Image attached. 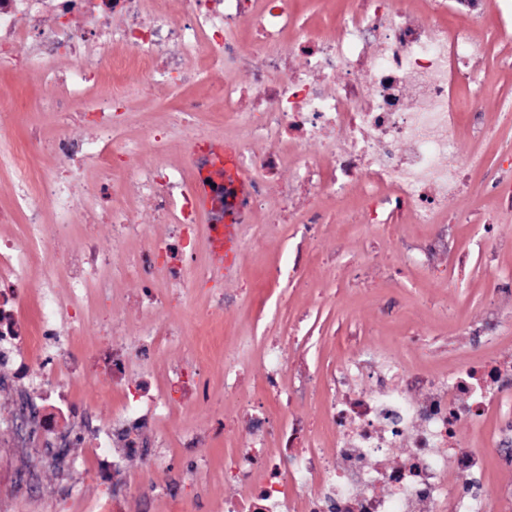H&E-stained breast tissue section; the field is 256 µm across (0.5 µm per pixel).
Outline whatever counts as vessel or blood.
Here are the masks:
<instances>
[{
  "instance_id": "1",
  "label": "vessel or blood",
  "mask_w": 512,
  "mask_h": 512,
  "mask_svg": "<svg viewBox=\"0 0 512 512\" xmlns=\"http://www.w3.org/2000/svg\"><path fill=\"white\" fill-rule=\"evenodd\" d=\"M223 172V188L212 187L210 178L214 172ZM250 177L239 167L234 146L223 151H209L201 159L193 180V191L205 205L210 216L209 236L216 262L225 271L236 268L240 248L239 225L246 208Z\"/></svg>"
}]
</instances>
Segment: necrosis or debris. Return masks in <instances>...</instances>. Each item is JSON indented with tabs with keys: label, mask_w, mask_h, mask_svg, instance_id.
<instances>
[{
	"label": "necrosis or debris",
	"mask_w": 512,
	"mask_h": 512,
	"mask_svg": "<svg viewBox=\"0 0 512 512\" xmlns=\"http://www.w3.org/2000/svg\"><path fill=\"white\" fill-rule=\"evenodd\" d=\"M61 13L99 16L90 30L60 27L41 32L46 0H0V62L23 79L53 87L47 107L67 118L79 98L99 87L98 73L111 68L105 48L128 52L129 63L155 88L164 89L170 74L183 70L185 58L198 55L228 72L219 87L226 110H234L239 87L232 74L246 70L262 109L244 116L236 145L239 162L251 171L248 209L266 212L267 232L277 237L278 210H268L266 178L289 163L318 193L345 202L358 189L359 221L387 223L397 214L407 224L436 233L443 221L442 202L457 195L467 173L485 167L484 155L461 153L459 125L452 109L461 78L474 67L469 28L448 29L441 18L448 0H426L431 22L412 29L389 18L390 0H353L339 20L340 38L308 30L294 31V15L286 0H192L183 20H174L161 4L148 0H56ZM255 22L260 38L251 57H243L233 38L234 27ZM293 45H286L288 32ZM29 42L24 57L13 54ZM295 50L305 66H288ZM79 59L61 73L58 61ZM126 88L110 89L96 119L95 138L64 136L55 153L64 172L47 170L42 193L26 188L27 172L19 156L0 154V167L13 175L14 213L25 219L22 235L0 236V359L34 389L53 394L47 400L46 427L64 418V401L72 385L84 379L69 338L90 324L94 305L109 300L115 273L111 252L87 240L59 261L55 243L72 230L75 213L93 215L112 182V156L121 153L140 195L147 197L161 223L164 241L131 253L123 271L151 284L150 300L162 307L169 292L189 293L193 275L177 257L194 245L197 226L190 193L182 174L171 172L160 157L173 136L195 141L193 122L208 111L207 97L190 99L155 126L152 141L158 159L143 164L136 143L119 138L112 115L124 106ZM270 145L259 153L258 144ZM87 182L75 194L77 182ZM38 278L41 295L37 334L45 339L39 356L28 352L29 333L14 307L20 288ZM132 324L120 314L103 323L111 344L103 359L109 377L97 380L98 396H111L131 369L150 358L155 339L147 335L139 350L124 346ZM287 363L277 350L266 356L265 391L277 405L275 415H250L252 438L233 448L225 480L254 487L252 499H225V512H497L498 491H475L484 469L481 449L461 450L460 427L501 412V387L512 382V360L478 351L454 372L444 374L417 366L368 364L363 357L333 367L324 385L323 416L334 429L332 447L309 437L294 401L302 385L284 383ZM374 390L358 388L363 379ZM196 390L211 399V379L193 348L180 362L167 365L158 380L137 385L128 417L136 422L173 414ZM303 440L308 452L301 462L288 453ZM407 448L398 463H388L392 449ZM470 491V501L454 495Z\"/></svg>",
	"instance_id": "4bbe7bcc"
}]
</instances>
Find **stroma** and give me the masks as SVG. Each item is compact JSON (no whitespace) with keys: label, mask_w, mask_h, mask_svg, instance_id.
Segmentation results:
<instances>
[{"label":"stroma","mask_w":512,"mask_h":512,"mask_svg":"<svg viewBox=\"0 0 512 512\" xmlns=\"http://www.w3.org/2000/svg\"><path fill=\"white\" fill-rule=\"evenodd\" d=\"M349 6L350 0H288L299 26L327 36L336 33L337 19ZM446 22H463L472 29L478 59L459 95L467 97L475 86H484L483 120L494 132L492 138L474 142L470 117L460 113V146L478 147L492 167L512 165V125L500 117L501 101H512V67L503 64L512 58V27L502 28L493 10L471 13L458 2ZM102 81L131 89L119 123L123 138L140 145V162L155 159L149 137L153 125L192 96L212 99L210 111L196 117L205 142L222 146L234 143L239 135L238 123L227 118L224 100L216 93L224 82L223 71L210 69L205 80L162 93L142 84L136 69L128 66L104 72ZM50 93L49 87L25 81L0 65V100L14 104L12 111L0 112V144L25 156L35 180L58 164L48 149L50 140L63 134L86 138L95 134L91 123L78 114L68 127L57 126L43 107ZM484 178V173H470L459 194L449 198L443 231L446 247L427 257L419 249L427 237L424 227L397 221L370 227L356 223L350 214L344 223H331L335 200L317 196L291 167L280 166L267 183L273 202L282 187L290 189L280 236L267 238L263 217L254 216L248 243L238 255L236 276L202 281L188 297L176 299L144 322V333L169 331L173 338L160 343L152 365L133 371L128 384L137 385L154 375L158 364L178 361L184 342L197 349L213 381L223 384L225 347L248 336L252 346L240 379L242 397L266 401L261 354L266 347H281L293 370L314 381L301 411L327 441L331 432L319 410L323 391L317 384L327 359L343 361L362 346L376 357L429 370L445 372L460 365L474 350L476 329L486 323L489 309L512 308V291L494 284L495 275L512 272V204L493 194L475 196L472 188ZM107 204L138 211L150 240L165 237L166 226L157 222L150 203L137 194L129 170L119 162L112 168ZM314 210L328 223L310 236L301 224ZM297 257L304 272L287 279L279 269ZM217 288L234 295L235 306L224 316L199 319L198 310ZM107 347L92 328L72 339L71 350L88 380L72 388L70 402L76 411L52 435L40 429L26 438L17 435L13 422L23 416L22 406L31 390L11 367L0 366V512H95L104 488L87 476L95 460L83 442L81 415L87 412L105 422L126 402L122 389H115L103 402L91 386L92 379L109 372L99 357ZM189 402L192 413L164 424L150 420L134 431L141 454L115 455L113 484L123 512H220L225 496L251 495V488L216 485L203 478L207 471L223 475L231 449L250 439L248 415L239 403L217 394L207 404L197 394ZM228 423L234 427L230 436L224 433ZM184 429L200 435V447L178 445L177 434ZM140 483L156 486L155 503L138 495Z\"/></svg>","instance_id":"35a3bbf8"}]
</instances>
